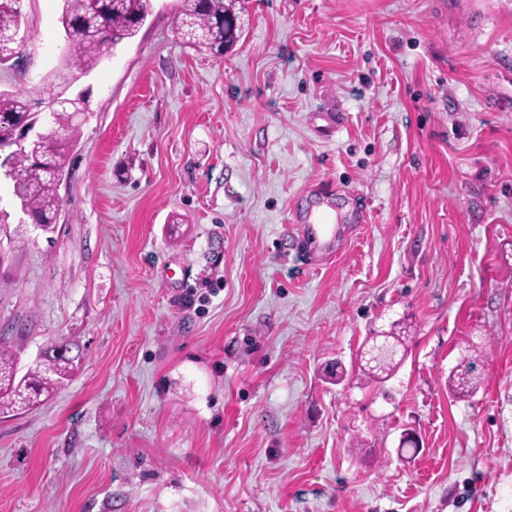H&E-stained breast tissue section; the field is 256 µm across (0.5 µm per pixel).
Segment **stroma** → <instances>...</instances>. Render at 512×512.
I'll use <instances>...</instances> for the list:
<instances>
[{"label":"stroma","mask_w":512,"mask_h":512,"mask_svg":"<svg viewBox=\"0 0 512 512\" xmlns=\"http://www.w3.org/2000/svg\"><path fill=\"white\" fill-rule=\"evenodd\" d=\"M152 4L69 89L54 230L0 181V339L23 370L80 347L0 418V512H512V0H238L220 56ZM62 5L22 0L0 69L37 112ZM320 180L370 218L315 266L289 218ZM469 361L476 393L450 394Z\"/></svg>","instance_id":"stroma-1"}]
</instances>
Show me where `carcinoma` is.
Masks as SVG:
<instances>
[{"label": "carcinoma", "instance_id": "carcinoma-1", "mask_svg": "<svg viewBox=\"0 0 512 512\" xmlns=\"http://www.w3.org/2000/svg\"><path fill=\"white\" fill-rule=\"evenodd\" d=\"M21 0H0V67H10L23 58L18 40ZM62 27L71 28L78 45L63 59L58 80H46L42 93L55 106L50 123L38 138L11 156L12 195L37 222L52 228L61 206L59 186L68 174L78 140L74 113L82 110L86 98H73L74 107L56 103L66 98L78 77L92 71L123 42L136 36L152 10V0H63ZM234 4L226 0H181L177 33L194 46H205L216 55L224 54L239 37L234 21ZM37 118L30 100L21 92L0 91V139L11 137L23 124ZM74 342H55L44 348L34 367L18 376L16 356L0 343V415L33 407L41 397L56 393L72 376L78 356ZM473 364L448 375V390L454 394L475 392Z\"/></svg>", "mask_w": 512, "mask_h": 512}]
</instances>
